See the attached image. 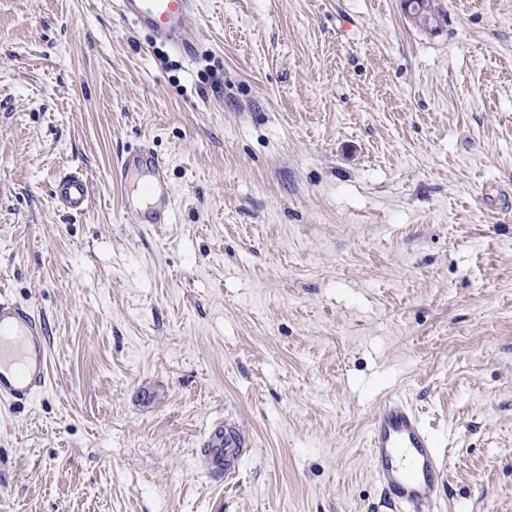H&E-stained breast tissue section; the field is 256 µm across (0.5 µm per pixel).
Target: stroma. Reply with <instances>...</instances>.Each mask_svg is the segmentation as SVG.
<instances>
[{"mask_svg":"<svg viewBox=\"0 0 512 512\" xmlns=\"http://www.w3.org/2000/svg\"><path fill=\"white\" fill-rule=\"evenodd\" d=\"M438 4L430 32L402 0H199L191 59L116 0H0V291L51 356L0 409V512H390L393 396L448 452L441 512H512V0ZM143 146L171 223L112 184ZM224 421L229 481L194 466ZM112 182L120 187L130 223H171L174 193L169 168L157 154L145 148L123 154L113 167ZM91 187L87 177L79 173H67L60 176L53 189L57 201L67 210L83 212L89 203Z\"/></svg>","mask_w":512,"mask_h":512,"instance_id":"stroma-1","label":"stroma"}]
</instances>
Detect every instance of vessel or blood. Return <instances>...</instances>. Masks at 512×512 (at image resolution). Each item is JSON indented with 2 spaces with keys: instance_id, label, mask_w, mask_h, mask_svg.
I'll use <instances>...</instances> for the list:
<instances>
[{
  "instance_id": "1",
  "label": "vessel or blood",
  "mask_w": 512,
  "mask_h": 512,
  "mask_svg": "<svg viewBox=\"0 0 512 512\" xmlns=\"http://www.w3.org/2000/svg\"><path fill=\"white\" fill-rule=\"evenodd\" d=\"M196 10L197 0H120L122 19L151 29L188 57L197 53L189 25ZM112 182L121 190L131 223H170L174 193L168 165L157 154L144 148L123 154L113 167ZM90 192L88 178L78 173L60 176L53 189L57 201L75 213L87 208ZM49 363L41 315L0 293V406H19L44 392ZM366 442L371 473L393 512H437L448 456L417 408L400 396L385 401L369 421ZM245 448L239 429L214 425L199 451V465L210 476H232Z\"/></svg>"
}]
</instances>
